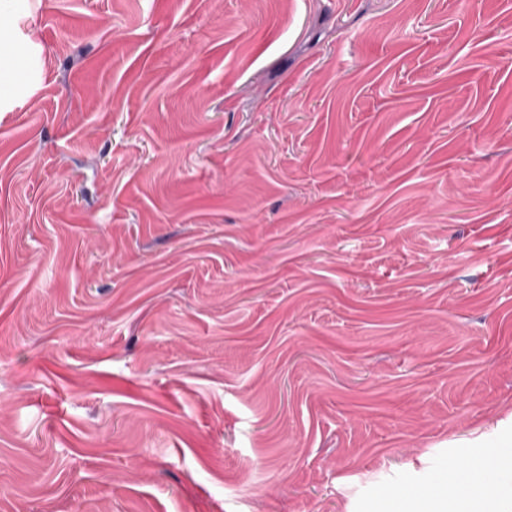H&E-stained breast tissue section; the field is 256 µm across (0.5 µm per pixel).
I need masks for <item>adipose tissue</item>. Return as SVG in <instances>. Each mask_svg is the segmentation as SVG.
I'll return each mask as SVG.
<instances>
[{
    "instance_id": "ef3b65f1",
    "label": "adipose tissue",
    "mask_w": 512,
    "mask_h": 512,
    "mask_svg": "<svg viewBox=\"0 0 512 512\" xmlns=\"http://www.w3.org/2000/svg\"><path fill=\"white\" fill-rule=\"evenodd\" d=\"M494 449H477L459 470L426 476L398 503L376 500L370 512H512V490L487 480L488 468L512 471V436L497 433Z\"/></svg>"
}]
</instances>
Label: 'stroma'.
Returning <instances> with one entry per match:
<instances>
[{"label":"stroma","mask_w":512,"mask_h":512,"mask_svg":"<svg viewBox=\"0 0 512 512\" xmlns=\"http://www.w3.org/2000/svg\"><path fill=\"white\" fill-rule=\"evenodd\" d=\"M0 512H363L512 414V0H21Z\"/></svg>","instance_id":"stroma-1"}]
</instances>
